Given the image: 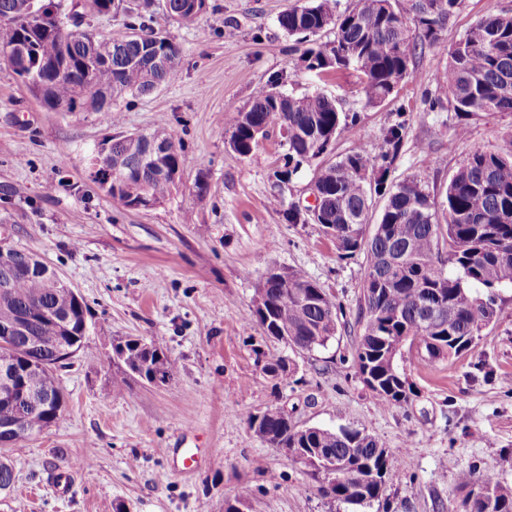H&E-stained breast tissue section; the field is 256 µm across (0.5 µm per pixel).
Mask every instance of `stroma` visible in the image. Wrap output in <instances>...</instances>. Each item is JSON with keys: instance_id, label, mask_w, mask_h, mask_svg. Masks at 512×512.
Masks as SVG:
<instances>
[{"instance_id": "obj_1", "label": "stroma", "mask_w": 512, "mask_h": 512, "mask_svg": "<svg viewBox=\"0 0 512 512\" xmlns=\"http://www.w3.org/2000/svg\"><path fill=\"white\" fill-rule=\"evenodd\" d=\"M297 0H207L185 28L154 0L155 27L180 49L179 75L153 93L118 101L116 113L50 112L0 64V239L56 269L86 302L92 328L70 367L57 376L67 406L55 424L20 441L7 457L16 481L0 512H224L240 487L244 512H456L458 473L471 466L512 481V288L499 293L497 320L454 363L405 353L399 367L408 404L380 405L354 363L364 254L340 258L320 225L291 224L269 204L284 151L273 134L247 157L227 145L224 106L250 104L279 76L282 91L336 97L356 126L333 153L356 144L378 153L382 131L405 115L392 166L400 180L421 177L444 190L469 153L512 150V112L456 120L447 106L421 111L434 74L479 17L512 11V0H465L449 22L444 48L423 47L394 99L364 106L351 74L312 77L278 24ZM166 122L192 157L156 207L130 210L87 175L107 136L147 133ZM466 137H457L456 123ZM204 190H197V183ZM300 269L339 303L345 322L328 348L293 354L283 381L263 370L284 343L245 320L268 268ZM121 336L159 337L177 370L163 384L125 379L110 361ZM125 381L116 392V381ZM270 407L302 427H350L376 436L402 462L380 503L324 498L307 467L252 436L246 417ZM198 451L194 471L184 449ZM70 481L57 491L56 476Z\"/></svg>"}]
</instances>
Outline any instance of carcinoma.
Wrapping results in <instances>:
<instances>
[{
    "instance_id": "1",
    "label": "carcinoma",
    "mask_w": 512,
    "mask_h": 512,
    "mask_svg": "<svg viewBox=\"0 0 512 512\" xmlns=\"http://www.w3.org/2000/svg\"><path fill=\"white\" fill-rule=\"evenodd\" d=\"M75 0H0V52L18 54L20 68L11 71L49 111L100 112L125 96L150 94L178 76V46L156 32L147 15L151 0L125 8L127 32L100 37L88 30L62 41L57 21L71 15ZM465 0H351L342 11L339 0H310L284 10L278 23L296 38L295 51L304 70L318 76L352 70L356 92L366 106L387 100L411 76L416 46L443 43L442 32ZM167 14L179 24L194 25L207 0H165ZM326 29L333 39L318 36ZM448 66L433 78L434 92L425 95L423 111L433 112L440 96L448 97L457 116L475 112H512V14L483 16L448 50ZM273 78L256 88L251 104L233 113L230 148L247 157L257 139L279 128L286 152L274 171L270 202L282 206L283 184L302 165L333 145L352 127L355 117L341 111L336 98L321 91L300 97L278 89ZM406 133L397 121L382 134L381 150L368 153L358 144L315 170L319 192L317 217L296 205L284 211L290 224L321 225L343 255L362 252L366 269L362 283L363 322L354 362L376 401L401 406L411 388L400 372L404 346L432 360L453 362L476 347L496 319L498 301L489 295L512 288V155L474 150L451 176L442 208H433L417 178L390 180L391 167ZM159 151L145 155L143 140L119 134L108 146L112 180L108 194L125 208L161 203L176 185L175 175L190 165L179 140L166 126L146 134ZM386 198L379 222L370 223L372 200ZM336 304L306 272L291 269L283 280H265L255 288L248 320L265 336L288 335L294 352L326 348L338 331ZM27 320V335L10 348L0 346V363L13 360L18 379L34 394L36 405L20 406L0 399V427L23 418L38 434L65 408L63 389L54 373L64 350H81L88 339V307L58 283V275L32 253L13 249V266L0 261V325ZM119 360L149 383L170 379L175 362L163 343L122 337ZM263 370L286 379L293 373L287 356L266 358ZM260 441L275 448L320 450L345 463L348 475L324 484L320 465L305 462L318 491L333 500L370 505L382 498L399 472V459L375 436L358 428H297L275 408L260 421L248 416ZM15 481L13 466L0 458V491ZM464 492L458 512H512V483L488 470L469 467L458 474Z\"/></svg>"
}]
</instances>
